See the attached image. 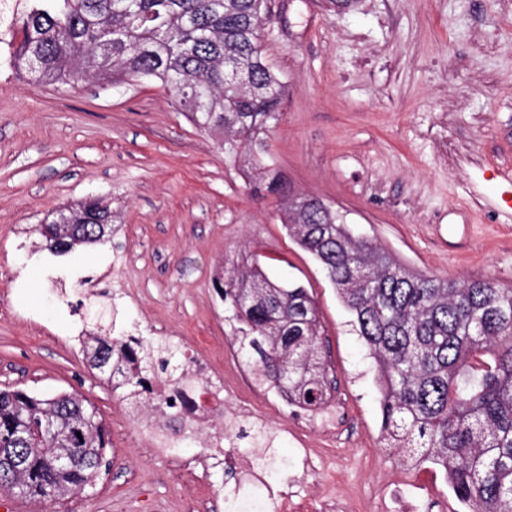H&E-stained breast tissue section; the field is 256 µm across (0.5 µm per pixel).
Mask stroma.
I'll list each match as a JSON object with an SVG mask.
<instances>
[{
	"mask_svg": "<svg viewBox=\"0 0 512 512\" xmlns=\"http://www.w3.org/2000/svg\"><path fill=\"white\" fill-rule=\"evenodd\" d=\"M288 84L267 165L297 195L345 217L354 235L410 269L512 288V211L489 168L512 172V0H271L263 36ZM96 197L112 237L58 256L39 228L56 208ZM260 259L271 280L313 296L335 434L260 391L226 319L216 279ZM112 337L176 346L213 404L250 416L214 431L113 389L88 365L98 311ZM0 388L69 392L106 425L109 468L84 494L32 501L0 493V512H228L254 494L263 512H349L407 496L416 512H466L443 469L405 466L386 447L372 358L320 265L289 236L279 200L228 161L153 81L95 76L52 85L0 66ZM263 427L269 475L239 428Z\"/></svg>",
	"mask_w": 512,
	"mask_h": 512,
	"instance_id": "stroma-1",
	"label": "stroma"
}]
</instances>
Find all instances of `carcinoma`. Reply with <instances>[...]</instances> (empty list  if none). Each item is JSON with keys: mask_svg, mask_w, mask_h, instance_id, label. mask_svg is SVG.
I'll return each mask as SVG.
<instances>
[{"mask_svg": "<svg viewBox=\"0 0 512 512\" xmlns=\"http://www.w3.org/2000/svg\"><path fill=\"white\" fill-rule=\"evenodd\" d=\"M266 0H32L19 17L14 67L43 82L72 83L96 72L114 83L155 80L170 89L200 130L224 134V155L283 198L282 222L336 286L371 351L387 447L405 449L412 467L442 468L468 512H512V288L490 280L418 274L355 236L314 197L288 195L263 162L260 145L282 115L285 83L267 64ZM102 211L79 202L78 222ZM65 255L78 229L41 227ZM228 320L242 324L241 348L259 378L289 400L316 409L335 390L320 346L314 300L300 285L271 281L254 263L238 284L216 280ZM91 369L114 389L168 373L175 350L136 337L91 333ZM51 418L57 432L40 423ZM110 440L86 400L70 393L0 390V448H22L14 480L26 498L58 501L83 494L100 473ZM76 448L88 467L53 469L50 455Z\"/></svg>", "mask_w": 512, "mask_h": 512, "instance_id": "carcinoma-1", "label": "carcinoma"}]
</instances>
